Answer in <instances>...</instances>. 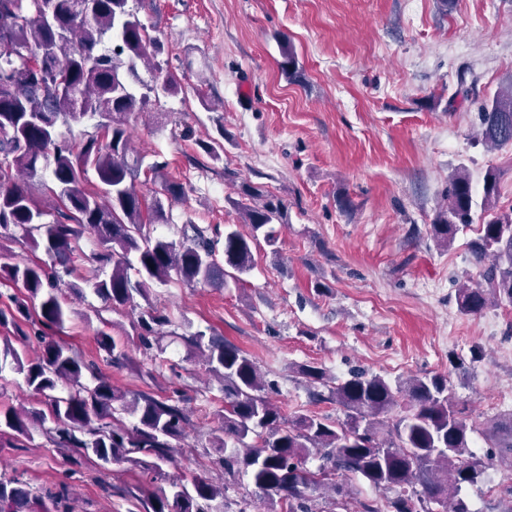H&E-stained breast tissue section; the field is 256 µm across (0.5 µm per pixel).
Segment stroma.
<instances>
[{
	"instance_id": "1",
	"label": "stroma",
	"mask_w": 512,
	"mask_h": 512,
	"mask_svg": "<svg viewBox=\"0 0 512 512\" xmlns=\"http://www.w3.org/2000/svg\"><path fill=\"white\" fill-rule=\"evenodd\" d=\"M139 17L184 88L128 118L136 148L160 154L188 186L158 235L178 238L188 218L249 233L228 203L230 170L287 207L276 246H257L241 279L159 286L154 303L252 356L288 413H337L309 401L298 365L322 364L340 380L354 369L395 380L447 371L451 356L474 346L483 357L470 378L454 375L457 396L479 424L512 413V306L460 315L456 290L479 277L469 250L476 233L447 248L430 237L458 166L477 183L500 170L499 203L512 206V144L490 151L474 137L481 106L512 86V0H146ZM284 41L297 55L294 81L279 66ZM186 128L192 139L181 138ZM219 132L224 156L215 162L198 143ZM319 282L328 293L316 292ZM100 305L91 294L66 298L71 315L57 338L86 361L102 362L98 329L120 340L132 331L127 311L99 316ZM206 378L198 362L183 377L199 397L182 466L214 479L195 453L222 407ZM67 469L40 435L0 448V471L39 491ZM491 472L464 491L472 512H499L512 497V465ZM138 479L118 466L104 478L87 464L70 482L71 512H143Z\"/></svg>"
}]
</instances>
